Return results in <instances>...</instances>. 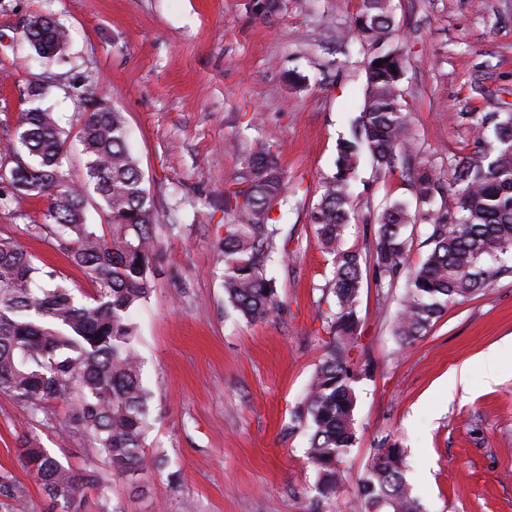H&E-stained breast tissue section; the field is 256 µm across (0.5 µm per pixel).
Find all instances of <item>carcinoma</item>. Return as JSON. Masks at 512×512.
I'll return each mask as SVG.
<instances>
[{
	"mask_svg": "<svg viewBox=\"0 0 512 512\" xmlns=\"http://www.w3.org/2000/svg\"><path fill=\"white\" fill-rule=\"evenodd\" d=\"M280 0H249L268 16ZM353 32L371 48L365 62L366 87L350 137L339 144L336 171L325 178L309 221L333 256L331 292L335 311L326 317L329 340L308 391L292 414L309 432L307 453L318 466L323 498L341 480L338 463L356 440L353 388L355 308L364 272L373 270L379 288L404 280L394 321L399 346L424 336L447 306L470 299L499 276L512 273V106L493 113V139L472 155L448 157V178L419 162L420 147L409 130L400 85L404 53L392 43L393 0H358ZM23 42L40 58L64 60L67 33L51 16L35 14ZM384 61L380 67L377 61ZM69 86L81 109L79 142L85 182L75 184L64 168L68 133L47 108L20 114L0 162V208L15 210L32 198L47 202L43 221L26 225L29 235L48 239L70 263L89 276L94 292L76 296L65 278L34 261L12 236L0 234V393L14 398L36 418L56 402L70 406L68 424L91 449L89 464H62L36 438L20 449L24 468L50 502L80 512L85 492L106 497L99 464L113 474L143 470L145 440L154 425L152 390L144 383L135 353L132 315L147 299L157 253L154 205L127 140L123 113L96 99L70 68ZM384 172H401L419 202L413 214L400 201L376 217L375 246L364 255L339 241L350 223V187L362 158ZM93 189L107 212L101 231L87 223L86 193ZM287 189L277 156L262 142L244 155L233 183L224 188V210L244 221L224 225L217 243L223 263L224 294L244 319H268L279 310L274 279L279 235L275 206ZM422 222L430 250L422 263L407 264L409 226ZM405 451L396 444L377 448L360 484L355 512H425L405 477ZM26 490L0 473V509L26 512Z\"/></svg>",
	"mask_w": 512,
	"mask_h": 512,
	"instance_id": "obj_1",
	"label": "carcinoma"
}]
</instances>
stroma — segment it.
Returning a JSON list of instances; mask_svg holds the SVG:
<instances>
[{"mask_svg": "<svg viewBox=\"0 0 512 512\" xmlns=\"http://www.w3.org/2000/svg\"><path fill=\"white\" fill-rule=\"evenodd\" d=\"M247 3L0 0V145L38 81L48 83L46 102L62 126L78 132L60 67L31 61L21 40L30 15L50 14L69 29L68 54L87 86L124 112L155 208L156 275L134 315L153 391L148 465L111 476L106 500L87 492L81 512H353L387 437L405 449L427 512H512V274L449 306L404 349L393 335L402 286L380 289L366 278L356 308V442L339 465L336 494H317L309 436L291 428L334 305L331 257L309 213L361 110L369 49L348 33L356 0H283L268 17ZM395 4L410 131L423 158L443 170L449 155L475 151L476 117L512 102V0ZM258 140L279 157L288 191L274 213L285 259L270 269L282 307L252 322L224 297L216 246L225 224L239 219L225 210L224 189ZM396 199L416 203L400 173L363 161L342 247L372 250L376 215ZM45 208L29 200L24 219L0 210V234L63 273L70 288L91 291L54 245L25 233L26 219H42ZM493 348L499 376L491 383L483 355ZM461 368L467 387L449 392L448 375ZM68 412L59 403L50 419L35 421L0 393V471L24 486L34 512L48 503L19 449L35 436L63 464L84 466L90 451L66 426Z\"/></svg>", "mask_w": 512, "mask_h": 512, "instance_id": "35a3bbf8", "label": "stroma"}]
</instances>
